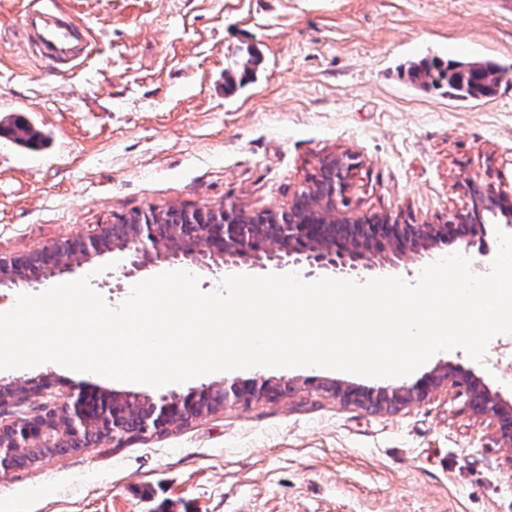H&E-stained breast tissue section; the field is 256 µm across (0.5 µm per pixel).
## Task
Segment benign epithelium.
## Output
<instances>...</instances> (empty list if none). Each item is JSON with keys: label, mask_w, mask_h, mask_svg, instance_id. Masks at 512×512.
<instances>
[{"label": "benign epithelium", "mask_w": 512, "mask_h": 512, "mask_svg": "<svg viewBox=\"0 0 512 512\" xmlns=\"http://www.w3.org/2000/svg\"><path fill=\"white\" fill-rule=\"evenodd\" d=\"M361 167L356 154L327 155L319 162L310 183L296 194L299 204L273 211L275 224H250L236 205L219 207L222 224H154L146 217L138 224H102L83 239L57 242L27 256L0 254V288L21 282L40 283L70 273L108 251L125 253L122 274L132 277L147 264L179 261L191 266H210L218 259L226 265L251 260L259 267H300L311 276L330 272L338 277H363L379 265L377 260H407L443 245L477 249L480 262L491 256L486 240L484 213L512 224V188L469 185L471 208L456 211L436 224H401L387 216H349L346 191ZM446 386L464 398V406L488 423L495 443L512 447V417L507 404L490 391L479 390L470 375H445ZM438 387L429 377L411 385L364 389L323 385L321 389L344 403L363 409L397 411L422 403ZM293 390L288 383L273 385L251 380L230 386H206L186 395L171 392L157 399L100 396L95 403L87 395L59 397L49 384L34 379L0 387V479L10 464L26 458L30 449L87 448L112 442L120 445L137 435L162 436L173 427L196 417L199 397L220 409L228 404L249 405L276 401Z\"/></svg>", "instance_id": "1"}]
</instances>
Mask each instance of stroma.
Segmentation results:
<instances>
[{"mask_svg":"<svg viewBox=\"0 0 512 512\" xmlns=\"http://www.w3.org/2000/svg\"><path fill=\"white\" fill-rule=\"evenodd\" d=\"M27 6L0 0V254L151 207L277 208L334 152L362 163L353 216L433 222L469 205V178L512 184V0H56L89 43L71 70L29 49ZM433 57L498 64L495 97L419 89L407 66ZM245 64L228 84L225 69ZM17 121L38 132L35 146L15 143ZM123 262L117 251L93 261L91 285L113 308L135 281ZM445 366L512 402V334L494 336L482 361L442 351L402 378L215 372L174 390L261 378L297 391L13 470L0 512H512V455L446 387L396 412L322 390L396 387ZM30 378L62 397L160 395L53 362L0 370V384Z\"/></svg>","mask_w":512,"mask_h":512,"instance_id":"stroma-1","label":"stroma"}]
</instances>
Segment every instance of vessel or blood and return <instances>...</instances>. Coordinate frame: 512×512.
I'll list each match as a JSON object with an SVG mask.
<instances>
[{
	"label": "vessel or blood",
	"instance_id": "obj_1",
	"mask_svg": "<svg viewBox=\"0 0 512 512\" xmlns=\"http://www.w3.org/2000/svg\"><path fill=\"white\" fill-rule=\"evenodd\" d=\"M22 34L39 55L50 60L73 63L86 50L84 32L56 9L54 0H30Z\"/></svg>",
	"mask_w": 512,
	"mask_h": 512
}]
</instances>
